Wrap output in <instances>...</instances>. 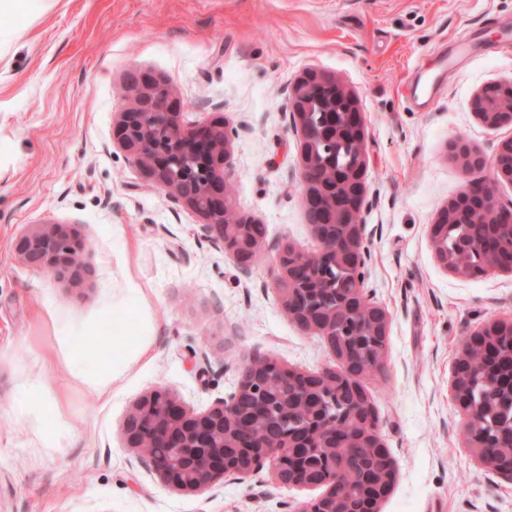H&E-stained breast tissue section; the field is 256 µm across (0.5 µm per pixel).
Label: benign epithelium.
I'll use <instances>...</instances> for the list:
<instances>
[{"instance_id": "1", "label": "benign epithelium", "mask_w": 512, "mask_h": 512, "mask_svg": "<svg viewBox=\"0 0 512 512\" xmlns=\"http://www.w3.org/2000/svg\"><path fill=\"white\" fill-rule=\"evenodd\" d=\"M125 91L131 104L119 113L112 143L138 166L142 178L203 219L200 236L224 249L249 271L265 235L263 224L229 211V145L234 129L225 120L187 130L169 83L147 73H130ZM288 130L298 139V181L308 224L320 248L306 254L283 246L272 270L279 304L305 334L323 338L335 362L302 373L256 358L243 370L237 392L203 413L186 409L166 390L141 396L129 413L123 437L148 465L178 490L201 491L227 475L248 476L265 468L282 485L325 487L302 512H380L396 478V463L382 442L376 410L361 378L383 368L389 311L367 294L371 258L363 213L368 206L365 123L354 92L324 71L308 68L288 85ZM490 129L512 126V80L486 83L471 101ZM466 181L444 205L427 235L438 263L469 278L512 273V200L502 201L497 184L512 185V136L491 158L462 138L450 144ZM479 232L448 237L450 227ZM85 238L75 224L42 223L18 237L14 250L31 269L81 284L90 269L83 260ZM480 351L491 372L483 384L512 400V319H494L472 331L453 370L452 394L465 412L464 443L484 467L512 481V419L484 431L498 405L474 397ZM295 385L283 410L302 418L257 438L255 428L282 404L275 388ZM352 400L336 410V389ZM257 398L249 413L241 398ZM365 448L373 459L357 476L367 493H338L343 458Z\"/></svg>"}]
</instances>
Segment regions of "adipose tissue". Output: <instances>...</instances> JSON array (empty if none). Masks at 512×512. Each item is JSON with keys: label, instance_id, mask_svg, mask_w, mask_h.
<instances>
[{"label": "adipose tissue", "instance_id": "ef3b65f1", "mask_svg": "<svg viewBox=\"0 0 512 512\" xmlns=\"http://www.w3.org/2000/svg\"><path fill=\"white\" fill-rule=\"evenodd\" d=\"M112 310L118 319L113 325L116 332H133V340L121 341L112 346V355L100 357L90 350L75 351L71 364L77 374L83 377L89 389L97 397H106L111 389L117 388L129 373L145 359L151 350L152 338L157 323L149 311L147 291L134 278H127ZM60 404L49 395L39 381H31L24 390L21 400L12 408L16 420H33L46 431L52 445H60L63 432L60 428Z\"/></svg>", "mask_w": 512, "mask_h": 512}]
</instances>
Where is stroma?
Returning a JSON list of instances; mask_svg holds the SVG:
<instances>
[{"label":"stroma","mask_w":512,"mask_h":512,"mask_svg":"<svg viewBox=\"0 0 512 512\" xmlns=\"http://www.w3.org/2000/svg\"><path fill=\"white\" fill-rule=\"evenodd\" d=\"M512 0H12L0 8V512H299L317 488L268 471L180 491L125 448L133 403L155 389L200 413L235 392L254 357L314 373L320 337L281 312L271 268L279 247L314 250L285 117L287 88L307 67L335 74L365 118L368 289L391 323L382 371L363 384L397 464L382 512H512V483L462 443L450 388L465 338L512 318V274L444 270L427 226L461 191L448 143L485 155L512 128L471 109L487 82L512 78ZM469 56L449 63L458 38ZM164 78L186 120L237 130L228 195L265 239L243 272L199 233L200 217L145 186L112 145L128 104L125 76ZM43 222L81 225L88 279L74 287L23 265L16 237ZM149 290L158 327L149 364L97 398L71 367L74 348L112 350V291L122 266ZM98 334L88 339L87 326ZM40 379L67 429L51 447L8 412Z\"/></svg>","instance_id":"stroma-1"}]
</instances>
